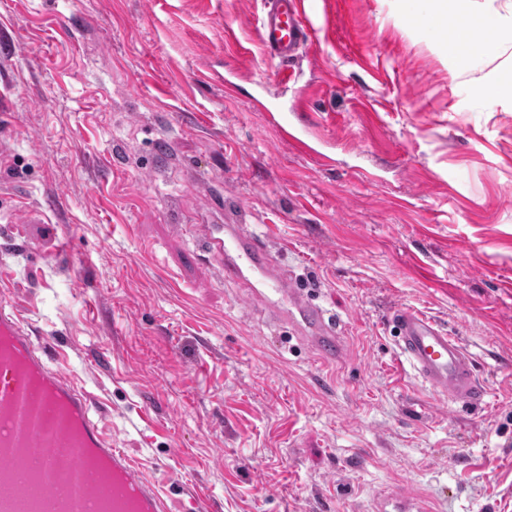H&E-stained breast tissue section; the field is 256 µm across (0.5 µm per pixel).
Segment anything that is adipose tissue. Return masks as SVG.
<instances>
[{"instance_id": "1", "label": "adipose tissue", "mask_w": 512, "mask_h": 512, "mask_svg": "<svg viewBox=\"0 0 512 512\" xmlns=\"http://www.w3.org/2000/svg\"><path fill=\"white\" fill-rule=\"evenodd\" d=\"M429 7L420 14L421 19L443 40L449 54L463 55L480 47L494 57L512 48V26L489 10L479 8L475 0H428ZM490 31L491 41L474 43L470 36L473 29Z\"/></svg>"}]
</instances>
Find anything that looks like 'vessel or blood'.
<instances>
[{
  "label": "vessel or blood",
  "instance_id": "vessel-or-blood-1",
  "mask_svg": "<svg viewBox=\"0 0 512 512\" xmlns=\"http://www.w3.org/2000/svg\"><path fill=\"white\" fill-rule=\"evenodd\" d=\"M266 53L284 63L282 82L294 79L286 65L308 42L298 0H266L259 27ZM202 252L218 259L225 279L266 302L287 299L288 322L311 342L321 361L339 359L345 345L333 320L309 304L300 289L275 278L267 248L233 224L205 225ZM391 323L399 354L434 395L456 402L481 401L485 390L462 342L425 315L396 310ZM0 512H16L22 489L11 478L18 454L42 448L37 462L40 495L29 512H172L162 490L142 463L108 435L101 410L78 381L58 366L57 349H39L28 325L0 305ZM51 448H70L80 457L67 486L52 476Z\"/></svg>",
  "mask_w": 512,
  "mask_h": 512
}]
</instances>
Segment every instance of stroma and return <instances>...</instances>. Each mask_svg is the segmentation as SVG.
I'll return each mask as SVG.
<instances>
[{
  "mask_svg": "<svg viewBox=\"0 0 512 512\" xmlns=\"http://www.w3.org/2000/svg\"><path fill=\"white\" fill-rule=\"evenodd\" d=\"M264 8L0 0L5 302L175 512H512V100L475 92L512 57L448 55L408 0H300L286 85ZM197 224L274 234L346 357L203 263ZM399 307L460 339L483 402L398 365Z\"/></svg>",
  "mask_w": 512,
  "mask_h": 512,
  "instance_id": "35a3bbf8",
  "label": "stroma"
}]
</instances>
